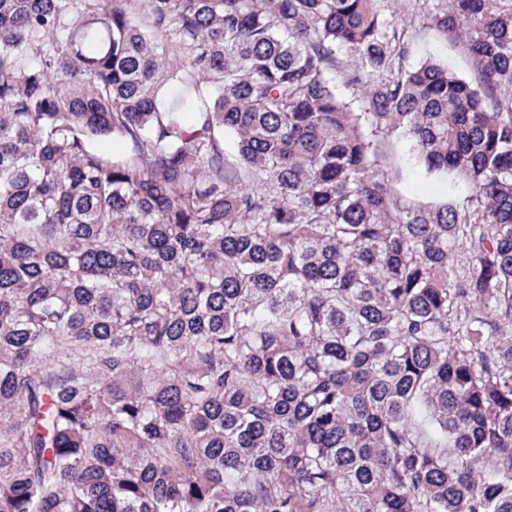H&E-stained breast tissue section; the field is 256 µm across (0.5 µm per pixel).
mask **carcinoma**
Instances as JSON below:
<instances>
[{"label":"carcinoma","mask_w":512,"mask_h":512,"mask_svg":"<svg viewBox=\"0 0 512 512\" xmlns=\"http://www.w3.org/2000/svg\"><path fill=\"white\" fill-rule=\"evenodd\" d=\"M392 2L0 0V512H512V0ZM431 58L448 65V68L463 78L470 79L471 71L461 46L455 47L436 35L429 28L421 31L411 46L410 64ZM384 150L397 176L400 193L418 206H430L448 200V177L426 175L409 158L408 145L397 133L391 134Z\"/></svg>","instance_id":"carcinoma-1"}]
</instances>
